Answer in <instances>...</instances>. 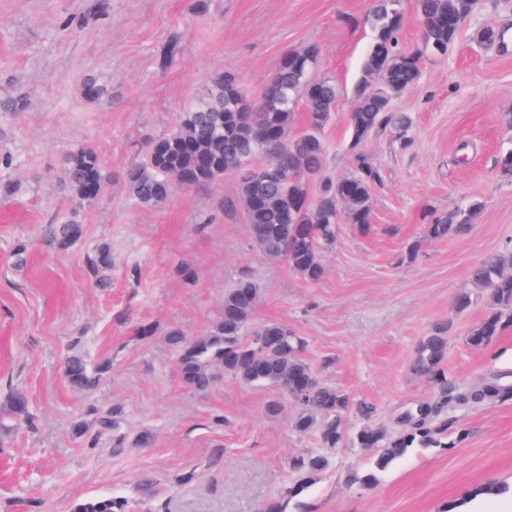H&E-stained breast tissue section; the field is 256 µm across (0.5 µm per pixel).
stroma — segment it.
<instances>
[{"label":"stroma","instance_id":"35a3bbf8","mask_svg":"<svg viewBox=\"0 0 512 512\" xmlns=\"http://www.w3.org/2000/svg\"><path fill=\"white\" fill-rule=\"evenodd\" d=\"M95 0H0V408L24 391L34 426L0 425V512H72L82 500L126 497L132 512H260L290 480L292 456L316 448L317 435L294 430L297 412L275 389L226 377L197 394L179 377L166 333H204L219 317L224 290L251 275L261 289L254 324L280 321L308 342L321 379L376 409L391 423L434 395L412 363L419 340L448 324V369L464 384L512 372V328L483 348L466 336L486 314L478 300L457 312L472 265L512 248V175L499 167L512 129V51L482 46L486 23L512 28V5L484 0L456 45L425 56L419 83L394 102L413 119L403 145L381 133L364 146L381 181L372 191L374 229L338 226L322 254L323 277L309 282L253 243L239 213L224 209L237 192L225 177L203 189L172 186L168 201L132 200L124 171L140 161L146 137L169 133L176 115L205 95L224 70L259 93L281 58L315 46L318 73L338 96L324 131L326 170L347 176L354 86L373 38L371 0H108V10L71 29ZM180 54L160 68L170 39ZM96 74L108 92L82 93ZM24 97L21 109L11 106ZM95 148L111 186L82 209L83 238L65 251L44 233L71 206L62 161L75 145ZM483 203L474 228L452 240L429 239L426 215L470 200ZM112 245L111 285L90 278L86 257ZM26 245L30 264L12 253ZM195 266V281L179 274ZM138 267V278L127 275ZM154 336H133L137 324ZM112 368L94 390L69 386L64 358L75 342ZM121 406L131 431L150 430L148 447L112 452L111 436L90 448L73 427L92 410ZM466 439L454 448H416L371 486H360L371 453L344 443L329 467L286 512H441L489 483L504 485L484 512H512V402L456 412Z\"/></svg>","mask_w":512,"mask_h":512}]
</instances>
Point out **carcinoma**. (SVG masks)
<instances>
[{"label": "carcinoma", "instance_id": "cac0c4a2", "mask_svg": "<svg viewBox=\"0 0 512 512\" xmlns=\"http://www.w3.org/2000/svg\"><path fill=\"white\" fill-rule=\"evenodd\" d=\"M401 0H375L370 21L374 39L363 59L354 88L355 106L350 113L352 153L356 171L351 176L323 175L326 143L323 131L336 105V83L317 74L318 53L309 46L286 54L269 77L259 98L243 86L238 74L226 70L214 89L195 99L178 114L173 130L146 143L145 158L129 168L124 179L131 197L141 205L164 204L172 184L203 187L224 179L238 178L237 196L227 207L241 209L253 242L268 258L281 260L309 282L321 279V252L336 240L340 222L355 225L359 233L373 230L372 190L381 177L363 151L373 135L390 130L403 144L410 143V116L396 112L392 101L416 85L426 54L443 56L456 43L460 29L454 20L472 15L474 0H416L422 47L408 49L400 41L403 13ZM504 32L488 23L478 33L479 41L494 48ZM180 53L179 42L169 41L159 53L158 65L169 67ZM84 95L98 99L106 85L98 77L83 83ZM304 105L303 130L294 132L296 107ZM265 162L250 178L241 173L256 157ZM64 180L73 195V207L64 220L49 227L55 248L67 250L83 237L80 209L110 184L112 176L97 151L80 145L63 159ZM482 202L475 199L449 213L435 214L426 225L427 236L450 240L468 233L479 217ZM94 281L108 284L112 270V246L102 243L88 258ZM471 288L457 294L456 311L469 309L484 298L489 310L467 334L475 348L487 346L512 326V250L484 257L468 272ZM260 298L259 285L250 277H239L224 290L221 316L208 330L192 339L181 330L167 332L177 354V367L186 387L198 393L210 390L227 376L244 385H269L297 408L294 429L315 432L319 446L298 454L289 462L291 483L280 496L267 502L262 512H285V502L301 494L329 466L334 449L350 438L360 448L372 451V469L361 479L365 487L376 481V473L387 470L413 448H454L467 433L456 417L445 414L449 407L496 405L512 401V385L497 378L470 387L460 386L448 373V326H435L419 340L413 369L437 390L432 401L407 409L392 424L372 423V408L353 405L349 395L321 381L305 357L306 342L288 324L268 321L253 326L252 317ZM263 336L258 350L250 336ZM110 369L107 359L89 366L75 352L67 357L63 374L76 389L97 386ZM363 424L354 432L345 428L352 410ZM1 416L29 418L28 400L14 392ZM125 420L119 407L95 414L100 429L112 432L116 446L127 436L121 432ZM73 512H130L124 497L101 496L77 504Z\"/></svg>", "mask_w": 512, "mask_h": 512}]
</instances>
